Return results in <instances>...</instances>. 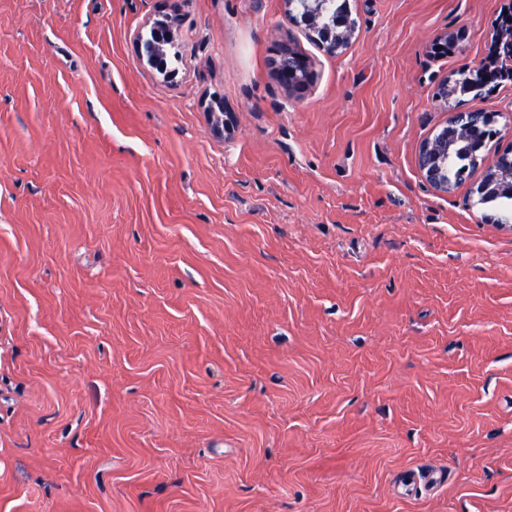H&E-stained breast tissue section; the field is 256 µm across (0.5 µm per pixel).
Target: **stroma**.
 Wrapping results in <instances>:
<instances>
[{"mask_svg":"<svg viewBox=\"0 0 512 512\" xmlns=\"http://www.w3.org/2000/svg\"><path fill=\"white\" fill-rule=\"evenodd\" d=\"M345 6L329 54L284 0H0V512H512V82L433 98L512 0ZM456 111L503 136L440 192ZM271 69L279 82L290 92L300 93L311 81L307 59L288 42H281L270 60ZM471 113L475 117L468 116ZM458 113L451 120V126L440 137L425 141L419 151L418 165L425 180L436 190L448 191V175L452 177L459 168L471 165V158L466 145L460 144L450 157L457 140L467 139L474 135L478 125L475 112ZM450 157V159H449ZM449 159V161H448Z\"/></svg>","mask_w":512,"mask_h":512,"instance_id":"stroma-1","label":"stroma"}]
</instances>
